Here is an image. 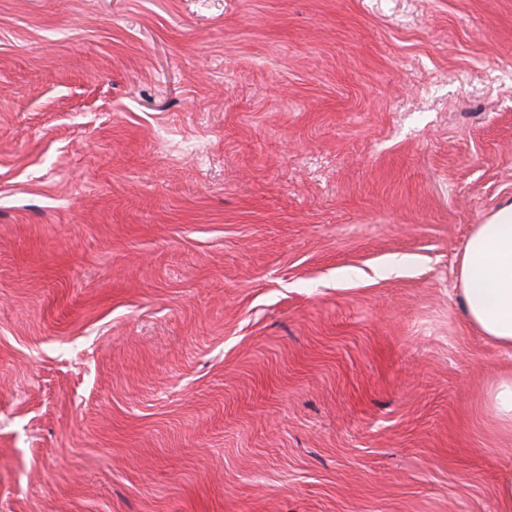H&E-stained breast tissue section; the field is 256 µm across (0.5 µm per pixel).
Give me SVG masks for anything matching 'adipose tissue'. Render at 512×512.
<instances>
[{
    "label": "adipose tissue",
    "instance_id": "obj_1",
    "mask_svg": "<svg viewBox=\"0 0 512 512\" xmlns=\"http://www.w3.org/2000/svg\"><path fill=\"white\" fill-rule=\"evenodd\" d=\"M459 292L474 333L496 348L512 350V203L476 225L459 268Z\"/></svg>",
    "mask_w": 512,
    "mask_h": 512
}]
</instances>
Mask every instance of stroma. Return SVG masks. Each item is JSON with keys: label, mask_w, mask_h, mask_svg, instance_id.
Segmentation results:
<instances>
[{"label": "stroma", "mask_w": 512, "mask_h": 512, "mask_svg": "<svg viewBox=\"0 0 512 512\" xmlns=\"http://www.w3.org/2000/svg\"><path fill=\"white\" fill-rule=\"evenodd\" d=\"M508 201L512 0H0V512H497ZM459 292L474 333L498 349L512 350V203L477 224L466 240Z\"/></svg>", "instance_id": "obj_1"}]
</instances>
